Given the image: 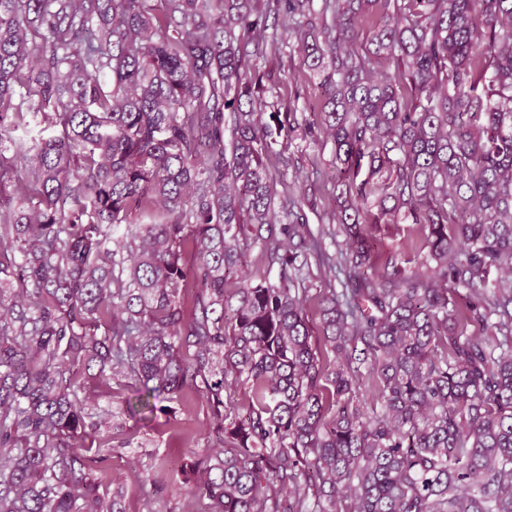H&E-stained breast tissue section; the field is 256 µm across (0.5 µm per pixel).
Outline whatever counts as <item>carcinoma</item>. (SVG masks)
<instances>
[{"mask_svg":"<svg viewBox=\"0 0 512 512\" xmlns=\"http://www.w3.org/2000/svg\"><path fill=\"white\" fill-rule=\"evenodd\" d=\"M313 2L0 0V129L51 130L0 152V512H125L89 377L137 422L206 401L171 475L210 512H512V0ZM284 34L313 123L263 121ZM299 133L341 165L316 234L269 169ZM373 210L426 270L368 275ZM311 270V284L312 288L309 292V297L311 299V310L309 313V324L310 330L312 332L311 341L315 346L321 347V337L319 335V317L315 313V309L313 308L314 300L313 298L319 294V292H323L326 288H336L339 290L341 288L340 282L338 279L334 280L333 276L330 273H326L323 269H319L314 264Z\"/></svg>","mask_w":512,"mask_h":512,"instance_id":"obj_1","label":"carcinoma"}]
</instances>
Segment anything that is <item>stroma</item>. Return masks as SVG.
<instances>
[{"mask_svg": "<svg viewBox=\"0 0 512 512\" xmlns=\"http://www.w3.org/2000/svg\"><path fill=\"white\" fill-rule=\"evenodd\" d=\"M266 67L276 71L277 85L282 99L291 100L297 109H304L309 100L318 98L321 89L300 68L298 56L284 59L269 58ZM284 157L297 163V181L292 186L296 195L304 197V211L311 229L329 223L333 207L331 192L339 169L336 165L335 146L314 135L296 136L278 146ZM377 247L371 263L383 268L389 259L403 262L407 271H415L424 264L425 252L408 247L415 227L408 223L381 224L373 229ZM210 419L205 402H196L191 413L166 421L143 426L127 422L124 434L132 440L131 447L109 451L106 468L113 483L121 484L126 512H144V504L155 495H162L167 512H208L210 502L203 497H188L167 483L165 472L158 470L156 458L179 464L201 452L206 442L200 431Z\"/></svg>", "mask_w": 512, "mask_h": 512, "instance_id": "35a3bbf8", "label": "stroma"}]
</instances>
